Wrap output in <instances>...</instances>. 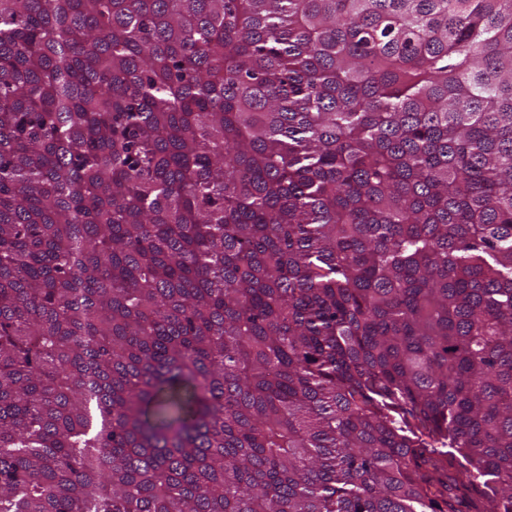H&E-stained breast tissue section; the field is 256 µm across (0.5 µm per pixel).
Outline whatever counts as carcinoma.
I'll return each instance as SVG.
<instances>
[{
  "instance_id": "cac0c4a2",
  "label": "carcinoma",
  "mask_w": 512,
  "mask_h": 512,
  "mask_svg": "<svg viewBox=\"0 0 512 512\" xmlns=\"http://www.w3.org/2000/svg\"><path fill=\"white\" fill-rule=\"evenodd\" d=\"M0 512H512V0H0Z\"/></svg>"
}]
</instances>
